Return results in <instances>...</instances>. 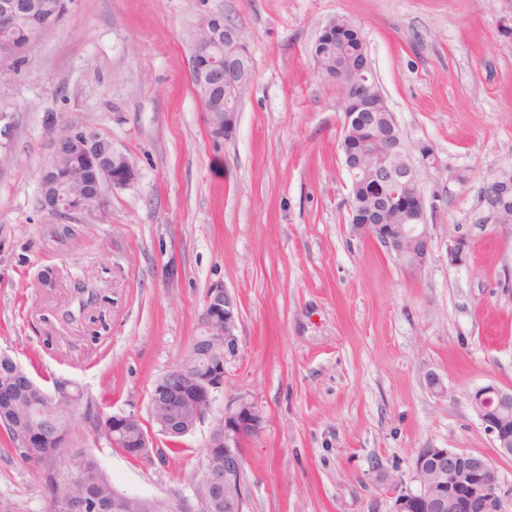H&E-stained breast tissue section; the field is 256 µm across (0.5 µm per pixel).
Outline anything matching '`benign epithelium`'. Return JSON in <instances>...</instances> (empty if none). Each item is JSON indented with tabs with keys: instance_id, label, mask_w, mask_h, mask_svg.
<instances>
[{
	"instance_id": "benign-epithelium-1",
	"label": "benign epithelium",
	"mask_w": 512,
	"mask_h": 512,
	"mask_svg": "<svg viewBox=\"0 0 512 512\" xmlns=\"http://www.w3.org/2000/svg\"><path fill=\"white\" fill-rule=\"evenodd\" d=\"M22 12L36 25L45 26L53 19L52 9L43 0H0V73H14L17 63L27 58L34 46L33 38L17 41L11 36ZM195 28L207 30V37L191 41L190 81L196 83L195 94L204 98L201 105L208 136L219 143L234 134L239 120V112L224 104V91L241 83L250 70L251 58L239 32L225 26L222 17L204 16ZM326 76L342 90L343 135L353 129L372 134L375 112L384 98L378 83L365 70H330ZM93 141V133L77 128L68 129L65 135L53 134L52 153L45 164L49 177L40 187L43 209L65 220L87 218V199L91 198L97 214L104 215L109 210L111 194L135 180L136 168L125 153L111 147L112 158L108 159L88 149ZM415 150L427 159L434 157L432 146L426 142L411 150L396 133L384 136L382 152L388 157L410 156ZM55 159L75 160V170L88 187L86 195L64 197L54 192L62 181L53 171ZM345 167L350 173L359 171L362 180L379 189L374 221L356 224L355 230L383 246L407 273L419 271L426 263L431 236L415 164L386 165L361 158L355 163L345 161ZM238 321L236 298L222 285L209 288L198 318L197 335L205 337V346L218 355L219 367L195 386L188 369L169 373V386L151 393L149 408L162 406L175 417L193 398L197 400L193 419L181 424V428L190 432L203 423L214 401L224 393L226 366L240 357ZM469 402L499 454L512 457V388L484 385L470 394ZM263 424L260 405L247 394L225 399L224 414L213 421V427L221 429V436L209 438L204 453L211 448L224 449V469L208 471L203 484L224 487V512H243V439L245 432L256 433ZM385 494L392 501L390 512H512V494L504 490L493 461L479 452L453 448L420 449L409 480H391L385 486Z\"/></svg>"
}]
</instances>
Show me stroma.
<instances>
[{"label": "stroma", "mask_w": 512, "mask_h": 512, "mask_svg": "<svg viewBox=\"0 0 512 512\" xmlns=\"http://www.w3.org/2000/svg\"><path fill=\"white\" fill-rule=\"evenodd\" d=\"M207 14L241 31L253 61L219 145L188 75V33ZM336 18L362 26L404 139L438 158L418 167L431 242L412 275L348 220L340 92L311 57ZM60 120L136 167L104 220L40 206ZM503 172L512 0H73L0 82V353L149 428L154 384L187 356L218 284L239 303L224 393L265 417L243 443V512H389L379 481L408 478L422 448L483 453L511 491L512 459L469 403L512 387V227L478 194ZM80 282L96 293L83 310ZM223 412L216 401L164 464L129 459L81 416L68 439L120 492L205 512L203 450ZM44 510L33 469L0 446V512Z\"/></svg>", "instance_id": "obj_1"}]
</instances>
